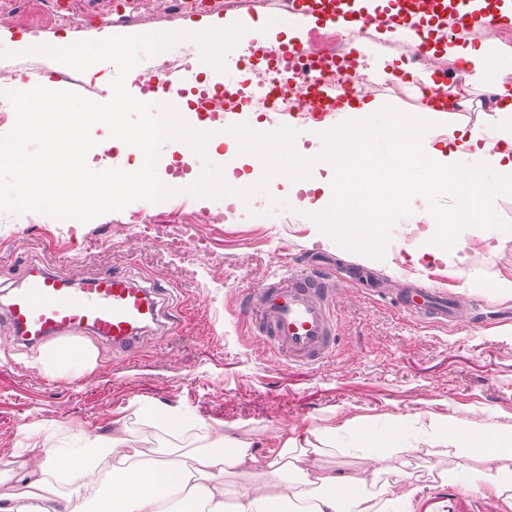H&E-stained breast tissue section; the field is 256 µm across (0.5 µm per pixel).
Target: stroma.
<instances>
[{"label":"stroma","mask_w":512,"mask_h":512,"mask_svg":"<svg viewBox=\"0 0 512 512\" xmlns=\"http://www.w3.org/2000/svg\"><path fill=\"white\" fill-rule=\"evenodd\" d=\"M127 2L133 19L116 21L113 0H54L51 13L41 0H0V49L14 50L24 33L52 47L63 37L72 43L99 41L108 33L182 31L211 19L288 16L286 0H228L214 10L179 15L165 0ZM360 44L385 71L371 79L361 99L385 113L360 161L363 174L350 179L346 194L358 208L383 209L376 247L315 223L283 175L271 177L266 192L245 207L181 192L159 203L136 201L80 224L35 211L0 212V285L16 281L27 260L79 277L102 270L154 274L168 288L169 311L180 322L177 335L162 343L145 340L133 360L78 338L79 346L93 352L95 364L71 373L45 372L41 352L13 349L10 329L0 322V472L36 444L73 448L86 437L111 436L120 426L140 448H193L200 444L196 427L202 424L250 440L263 463L276 459L285 437L332 428L333 451L316 464L322 472L352 476L374 465L354 448L361 431L408 415L404 469L384 470L377 488L412 490L413 512H506L501 500L485 491L479 461L438 457L448 480L435 482L421 447L425 425L440 419L461 424L478 438L490 434L512 442V192L490 197L489 223L456 225L454 248L434 257L429 248L437 226L406 216L403 169L410 145L394 132L401 114L420 111L416 88L428 71L417 66L407 80L393 81L392 72L408 59V44L371 33ZM12 63V79L0 80V110L7 114L0 134L15 123L2 91L32 83L44 66L64 77L66 90L91 100L108 94L97 77L59 62L47 64L42 55ZM486 95L470 89L460 111L440 113L435 132L444 137L449 128L463 126L484 133L490 113ZM207 154L214 165L230 163L235 177L245 181L258 173L235 134L216 133ZM156 171L162 183L180 178L189 185L203 169L192 149L169 140L161 146ZM193 211L220 212L224 221L187 225ZM133 215L141 216V223H130ZM319 262L359 263L375 270L378 285L339 289L338 348L322 363L258 357L256 339L240 324L243 290L285 273L290 264ZM408 273L475 301L485 325H443L403 313L394 290ZM145 402L179 414L182 429L145 431L140 425Z\"/></svg>","instance_id":"stroma-1"}]
</instances>
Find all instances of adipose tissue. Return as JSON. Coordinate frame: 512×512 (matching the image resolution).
Returning <instances> with one entry per match:
<instances>
[{
  "label": "adipose tissue",
  "mask_w": 512,
  "mask_h": 512,
  "mask_svg": "<svg viewBox=\"0 0 512 512\" xmlns=\"http://www.w3.org/2000/svg\"><path fill=\"white\" fill-rule=\"evenodd\" d=\"M492 44L478 48H457L470 71L473 85L492 90L498 105L486 125L488 136L459 132L448 137L446 147H436L434 139H420L418 149L409 156V170L419 171L421 179L447 184L467 197L465 208L454 211L455 224H481L485 221L484 198L491 188L512 190V83L503 80L491 60ZM369 127L349 122L337 125L329 136L328 149L314 147L301 153V167L318 166L335 172L344 180L358 164ZM478 160L480 168L463 176L461 154ZM316 223L343 229L356 227L359 237H367L381 229L379 220L361 222L353 218V206L344 191L332 197H319L312 205ZM405 419L391 422L386 432L367 434L363 441L366 454L377 462H393L400 455L401 435L406 431ZM332 431H314L311 439H284L280 453L267 463L266 483L276 487V495L261 492L259 486L245 484L238 491L234 512H270L272 504H287L294 512H389L390 500L361 492V485L377 482V472L350 479L326 474L316 469L314 456L320 444L329 442ZM450 448L460 459H479L484 468L486 486L512 508V470L503 462L512 459V448L503 444L486 447L471 435L459 434L456 446L447 437H437L426 451L427 456L441 454ZM61 451L55 447H33L19 468L6 472V479L18 485V492L0 496V512H158L161 499L174 497L173 512H225V490L222 476L235 468L248 474L254 470L256 456L250 442L224 436L219 447L204 444L188 461L160 459L142 449L128 446L120 435L107 439L87 440L75 452L78 472H70L57 462ZM120 485L121 498L103 500L96 486L99 481Z\"/></svg>",
  "instance_id": "adipose-tissue-1"
}]
</instances>
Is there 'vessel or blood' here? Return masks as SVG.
I'll return each instance as SVG.
<instances>
[{"label":"vessel or blood","instance_id":"obj_1","mask_svg":"<svg viewBox=\"0 0 512 512\" xmlns=\"http://www.w3.org/2000/svg\"><path fill=\"white\" fill-rule=\"evenodd\" d=\"M292 0L293 18L358 28L376 24L394 36L429 42L434 27L449 22L464 29L512 25V8L505 0ZM343 94L312 88L305 105L313 121L337 112ZM355 272L335 280L331 268L298 270L275 277L241 296L240 318L260 343L259 354L276 355L289 363L316 365L337 346L335 289L353 283ZM167 290L156 278L126 272H102L88 279L58 274L42 263L27 264L22 276L0 293V321L18 344L33 348L50 343L70 360L69 342L89 336L109 345L113 354L134 358L141 341L176 335V319H163ZM408 314L443 323L468 322V306L440 288H407L396 295Z\"/></svg>","mask_w":512,"mask_h":512}]
</instances>
